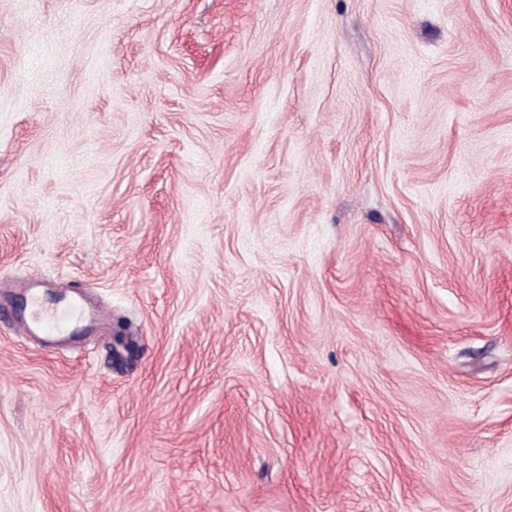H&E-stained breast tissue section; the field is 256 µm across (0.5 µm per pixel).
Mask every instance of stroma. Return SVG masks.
<instances>
[{"label": "stroma", "instance_id": "35a3bbf8", "mask_svg": "<svg viewBox=\"0 0 512 512\" xmlns=\"http://www.w3.org/2000/svg\"><path fill=\"white\" fill-rule=\"evenodd\" d=\"M28 280L0 512H512V0H0ZM70 305L77 315L65 325H59L51 316L39 314L19 317L18 324L25 336H46L50 339L63 334H75L83 327L88 314L77 301H71Z\"/></svg>", "mask_w": 512, "mask_h": 512}]
</instances>
